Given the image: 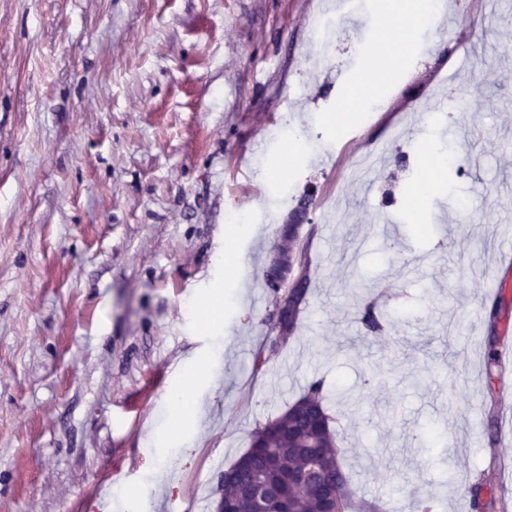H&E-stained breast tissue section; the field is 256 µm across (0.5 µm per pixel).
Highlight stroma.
<instances>
[{
	"label": "stroma",
	"mask_w": 512,
	"mask_h": 512,
	"mask_svg": "<svg viewBox=\"0 0 512 512\" xmlns=\"http://www.w3.org/2000/svg\"><path fill=\"white\" fill-rule=\"evenodd\" d=\"M446 2L386 106L331 132L369 83L383 0H329L322 49L319 0H0V512H218L249 433L315 378L358 496L471 512L456 486L478 479L512 510V412L489 417L485 377L490 336L512 349V293L491 291L512 0ZM436 140L466 172L405 210ZM307 195V301L257 371L279 302L264 273ZM203 364L202 420L178 422L169 397Z\"/></svg>",
	"instance_id": "obj_1"
}]
</instances>
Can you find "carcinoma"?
Segmentation results:
<instances>
[{"label":"carcinoma","mask_w":512,"mask_h":512,"mask_svg":"<svg viewBox=\"0 0 512 512\" xmlns=\"http://www.w3.org/2000/svg\"><path fill=\"white\" fill-rule=\"evenodd\" d=\"M308 290V277L302 273L298 277V293L288 306V318L283 327L285 337L277 344H270L269 355L261 351L255 355V369H261L270 356L288 345L297 328ZM357 315L366 332L376 334L382 330L373 305L359 309ZM248 450L273 456L282 462L280 467L261 462L253 464L244 453L229 467L236 479L224 485V498H237L241 482L255 485L259 492L256 507H247L249 512H275L281 496L288 499L291 512H387L384 503L358 502L353 497L350 477L343 467V450L337 447L325 404L321 379L305 387L278 416L258 426L251 434ZM312 471L319 480L340 486L336 499H325L310 484L305 475ZM460 490L468 497L473 512H491L494 499L485 497L481 481L466 482Z\"/></svg>","instance_id":"carcinoma-1"}]
</instances>
